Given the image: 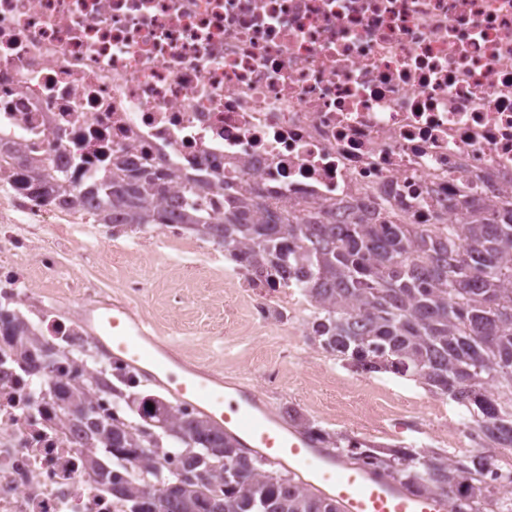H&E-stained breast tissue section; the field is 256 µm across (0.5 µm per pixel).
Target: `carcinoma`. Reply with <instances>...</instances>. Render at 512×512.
Here are the masks:
<instances>
[{
  "label": "carcinoma",
  "instance_id": "obj_1",
  "mask_svg": "<svg viewBox=\"0 0 512 512\" xmlns=\"http://www.w3.org/2000/svg\"><path fill=\"white\" fill-rule=\"evenodd\" d=\"M49 156L18 150L0 156V176L39 207L81 212L86 196L72 180L49 168ZM90 185L100 224L136 231L180 224L212 240L249 281L269 288H297L312 309L311 340L355 371L410 377L448 397L470 414L486 438L512 448V207L487 221L474 205L455 224H412L386 212L375 221L355 215L336 224L330 213L301 209L286 199L258 201L224 181V203L208 204L211 182L186 176L180 206L165 200L172 174L144 161L131 167L118 158ZM5 335L24 361L44 355L52 375L64 356L21 313L0 308ZM74 420L89 424L98 447L87 464L99 469L125 512H340L336 501L289 472L264 469L256 451L242 447L205 414L186 413L163 397L136 400L126 380L111 379L98 362L92 389L53 383ZM112 393L128 419L99 424L91 390ZM153 409H148V405ZM300 430L320 447L396 476L413 493L446 494L451 512H512V476L498 486L485 479V460L454 462L401 446L333 439L309 424ZM175 449V471L157 469L156 456Z\"/></svg>",
  "mask_w": 512,
  "mask_h": 512
}]
</instances>
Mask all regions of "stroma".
I'll return each instance as SVG.
<instances>
[{
	"label": "stroma",
	"mask_w": 512,
	"mask_h": 512,
	"mask_svg": "<svg viewBox=\"0 0 512 512\" xmlns=\"http://www.w3.org/2000/svg\"><path fill=\"white\" fill-rule=\"evenodd\" d=\"M83 221L63 213L35 233L36 245L80 262L75 276L30 270L32 286L53 297L60 317H78L84 281L122 298L127 280H141L145 288L133 304L159 336L187 360L257 390L282 419L302 418L384 446L465 455L460 442L470 424L458 418L455 403L409 378L353 372L320 349L307 337L308 312L295 308L298 289L271 294L268 306L284 316L267 319L241 270L213 243L191 234L171 242L157 227L118 238L103 227L96 243L61 238L63 229Z\"/></svg>",
	"instance_id": "stroma-1"
}]
</instances>
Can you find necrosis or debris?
<instances>
[{"instance_id": "4bbe7bcc", "label": "necrosis or debris", "mask_w": 512, "mask_h": 512, "mask_svg": "<svg viewBox=\"0 0 512 512\" xmlns=\"http://www.w3.org/2000/svg\"><path fill=\"white\" fill-rule=\"evenodd\" d=\"M90 179L98 152L344 212L451 224L512 198V0H0V145ZM43 214L0 225V304L79 355L90 333L37 296ZM87 427L0 338V512H125Z\"/></svg>"}]
</instances>
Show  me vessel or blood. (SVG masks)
Segmentation results:
<instances>
[{
	"mask_svg": "<svg viewBox=\"0 0 512 512\" xmlns=\"http://www.w3.org/2000/svg\"><path fill=\"white\" fill-rule=\"evenodd\" d=\"M80 315L106 354H125L145 378L160 382L177 401L192 404L222 424L269 463L308 476L342 512H450L447 496L411 493L392 477L315 447L302 433L277 421L254 390L238 385L225 392L220 377L191 366L174 373L172 348L151 336L132 305L102 298L82 305Z\"/></svg>",
	"mask_w": 512,
	"mask_h": 512,
	"instance_id": "obj_1",
	"label": "vessel or blood"
}]
</instances>
